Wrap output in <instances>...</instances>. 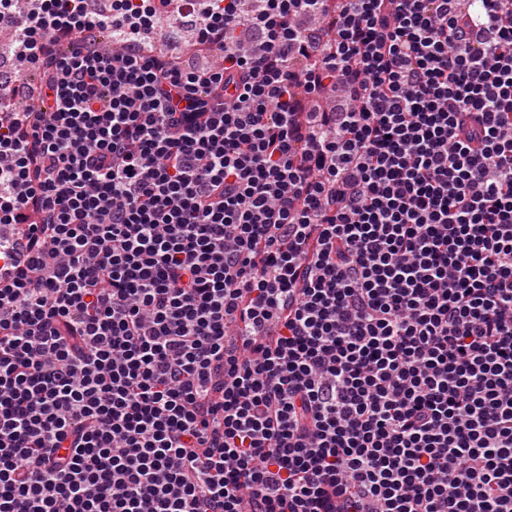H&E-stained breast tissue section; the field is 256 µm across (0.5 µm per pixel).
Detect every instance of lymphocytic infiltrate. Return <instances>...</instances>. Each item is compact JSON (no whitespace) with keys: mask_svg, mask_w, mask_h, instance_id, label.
Here are the masks:
<instances>
[{"mask_svg":"<svg viewBox=\"0 0 512 512\" xmlns=\"http://www.w3.org/2000/svg\"><path fill=\"white\" fill-rule=\"evenodd\" d=\"M19 2L0 512H512V0Z\"/></svg>","mask_w":512,"mask_h":512,"instance_id":"lymphocytic-infiltrate-1","label":"lymphocytic infiltrate"}]
</instances>
